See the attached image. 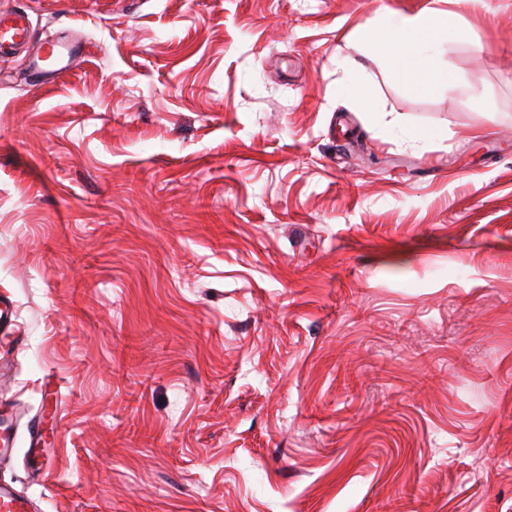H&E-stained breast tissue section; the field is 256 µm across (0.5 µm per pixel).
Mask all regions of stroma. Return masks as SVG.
Returning <instances> with one entry per match:
<instances>
[{"mask_svg": "<svg viewBox=\"0 0 512 512\" xmlns=\"http://www.w3.org/2000/svg\"><path fill=\"white\" fill-rule=\"evenodd\" d=\"M424 9L473 43L451 83L343 63ZM1 12L32 33L0 55V478L33 512H512V0ZM49 33L81 51L42 85Z\"/></svg>", "mask_w": 512, "mask_h": 512, "instance_id": "obj_1", "label": "stroma"}]
</instances>
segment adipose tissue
<instances>
[{
    "instance_id": "1",
    "label": "adipose tissue",
    "mask_w": 512,
    "mask_h": 512,
    "mask_svg": "<svg viewBox=\"0 0 512 512\" xmlns=\"http://www.w3.org/2000/svg\"><path fill=\"white\" fill-rule=\"evenodd\" d=\"M451 12L423 10L415 14H392L389 21L364 31L361 41L376 53L395 60L399 74L418 94H427L451 81L452 74L437 64L448 40L466 44L463 31L455 27Z\"/></svg>"
}]
</instances>
